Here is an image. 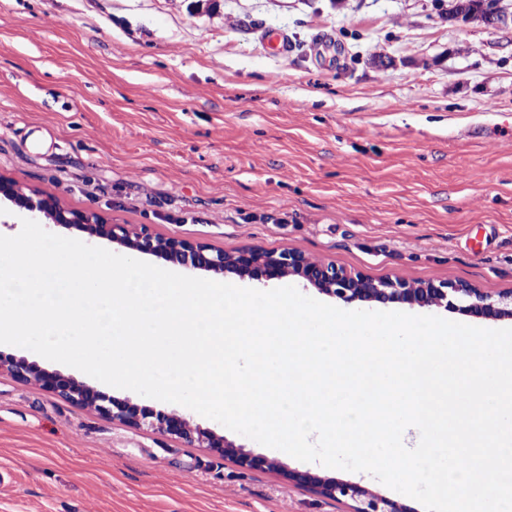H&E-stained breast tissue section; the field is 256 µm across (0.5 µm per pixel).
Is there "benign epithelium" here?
Here are the masks:
<instances>
[{
	"label": "benign epithelium",
	"instance_id": "1",
	"mask_svg": "<svg viewBox=\"0 0 512 512\" xmlns=\"http://www.w3.org/2000/svg\"><path fill=\"white\" fill-rule=\"evenodd\" d=\"M43 217L56 226L75 228L91 240H107L134 254L154 255L189 271L202 270L217 276H236L241 280L266 285L272 281L294 279L304 287L346 303L398 304L421 308H454L487 319H512V290L498 298L482 293L464 281H409L399 276L372 278L348 271L332 261L313 258L297 250L265 251L242 247L233 253L217 250L202 242L164 238L147 227L131 229L113 224L93 211H73L45 192L25 191L13 180L0 176V203ZM0 370L15 379L33 383L80 407H89L113 422L135 429H150L199 448H211L235 458L244 468H276L268 459L243 451L214 432L193 424L178 412H156L127 399L108 396L90 385L56 371H48L25 359L0 356ZM296 483H309L325 496L345 497L353 502L352 512H407L381 493L355 483L325 480L310 473L287 472Z\"/></svg>",
	"mask_w": 512,
	"mask_h": 512
}]
</instances>
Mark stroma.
Returning <instances> with one entry per match:
<instances>
[{"label": "stroma", "mask_w": 512, "mask_h": 512, "mask_svg": "<svg viewBox=\"0 0 512 512\" xmlns=\"http://www.w3.org/2000/svg\"><path fill=\"white\" fill-rule=\"evenodd\" d=\"M453 0H0V175L74 211L372 277L512 288V25ZM284 32L288 56L264 42ZM389 66H381L380 58ZM0 372V512H349ZM455 7L448 14L452 16L462 15L465 19H473L483 23L487 27H503L508 24L511 15H501L500 19L495 21L494 18L503 9L500 6L501 0H456Z\"/></svg>", "instance_id": "1"}]
</instances>
